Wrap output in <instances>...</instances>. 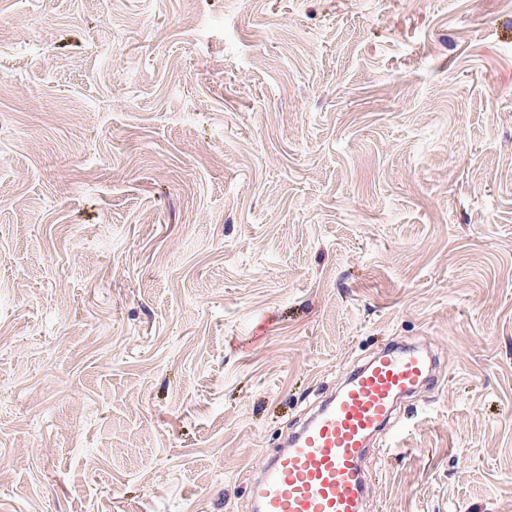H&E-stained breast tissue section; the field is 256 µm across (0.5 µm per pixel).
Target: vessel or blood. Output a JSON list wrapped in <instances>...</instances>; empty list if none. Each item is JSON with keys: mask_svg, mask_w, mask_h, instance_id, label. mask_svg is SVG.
<instances>
[{"mask_svg": "<svg viewBox=\"0 0 512 512\" xmlns=\"http://www.w3.org/2000/svg\"><path fill=\"white\" fill-rule=\"evenodd\" d=\"M431 369V358L415 346L372 357L289 436L287 450L262 455L247 481L254 512H363L369 441Z\"/></svg>", "mask_w": 512, "mask_h": 512, "instance_id": "vessel-or-blood-1", "label": "vessel or blood"}]
</instances>
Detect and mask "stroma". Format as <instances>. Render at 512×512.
<instances>
[{"mask_svg":"<svg viewBox=\"0 0 512 512\" xmlns=\"http://www.w3.org/2000/svg\"><path fill=\"white\" fill-rule=\"evenodd\" d=\"M419 341L364 512H512V0H0V512H252Z\"/></svg>","mask_w":512,"mask_h":512,"instance_id":"obj_1","label":"stroma"}]
</instances>
